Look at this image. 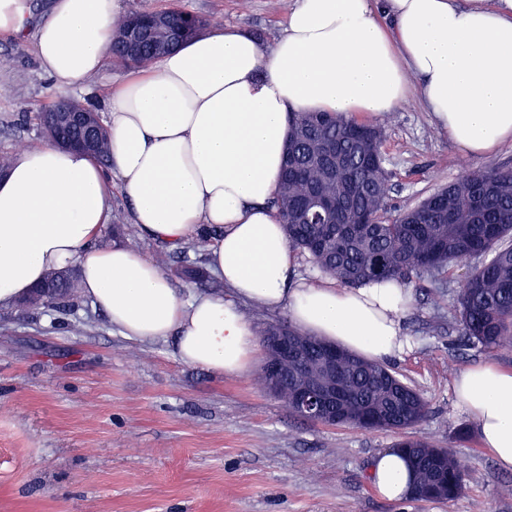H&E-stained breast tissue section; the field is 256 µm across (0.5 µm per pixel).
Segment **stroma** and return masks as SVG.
I'll list each match as a JSON object with an SVG mask.
<instances>
[{
	"label": "stroma",
	"mask_w": 512,
	"mask_h": 512,
	"mask_svg": "<svg viewBox=\"0 0 512 512\" xmlns=\"http://www.w3.org/2000/svg\"><path fill=\"white\" fill-rule=\"evenodd\" d=\"M292 0H124L127 12L180 8L207 29L236 27L271 45ZM0 155L43 143L37 112L58 96L42 71L33 35H0ZM384 152L390 203L414 206L459 178L464 165L512 167V145L467 159L435 126L419 96L390 113ZM124 225L120 243L171 273L179 296L206 286L173 274L205 265L141 234L130 205L112 192ZM467 272L414 291L403 322L409 346L389 366L429 403L413 436L451 445L465 473L447 502L380 498L373 458L393 434L324 426L295 416L267 390L261 363L242 375L213 374L174 356L172 340L134 342L77 295L60 308L0 307V512H512V470L502 469L476 432L453 385L491 361L512 370V350L461 346L452 304ZM468 429L458 438V429Z\"/></svg>",
	"instance_id": "stroma-1"
}]
</instances>
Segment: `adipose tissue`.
<instances>
[{
  "mask_svg": "<svg viewBox=\"0 0 512 512\" xmlns=\"http://www.w3.org/2000/svg\"><path fill=\"white\" fill-rule=\"evenodd\" d=\"M126 15L121 0H54L33 29L29 0H0V33H33L42 70L77 91L110 58ZM414 87L457 149L482 158L512 143V0H295L272 46L236 28L197 35L108 97V165L50 141L14 159L0 180V306L73 265L82 295L123 336L174 338L180 362L209 372L240 375L255 359L243 300L385 362L408 344L409 290L301 277L271 203L289 113L381 115ZM116 188L139 231L169 248L209 230V264L230 298L184 302L156 261L99 245ZM454 391L483 447L512 470V371L469 368ZM369 476L389 501L412 480L394 448Z\"/></svg>",
  "mask_w": 512,
  "mask_h": 512,
  "instance_id": "adipose-tissue-1",
  "label": "adipose tissue"
}]
</instances>
